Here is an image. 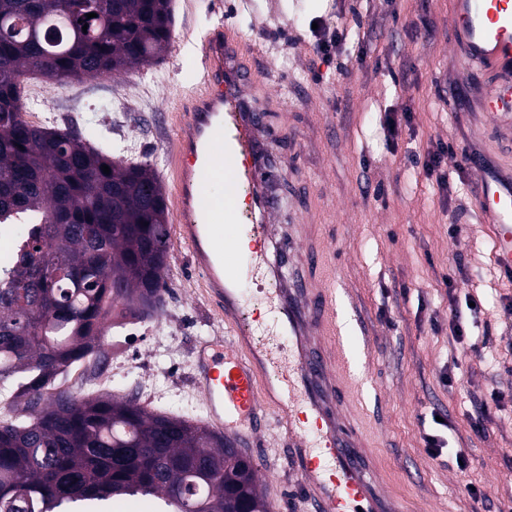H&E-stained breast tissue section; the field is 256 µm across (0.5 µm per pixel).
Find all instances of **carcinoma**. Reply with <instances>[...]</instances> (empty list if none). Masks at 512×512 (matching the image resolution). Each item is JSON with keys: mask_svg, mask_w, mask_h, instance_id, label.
<instances>
[{"mask_svg": "<svg viewBox=\"0 0 512 512\" xmlns=\"http://www.w3.org/2000/svg\"><path fill=\"white\" fill-rule=\"evenodd\" d=\"M171 24L172 0H0V233L25 235L16 215L36 220L20 257L0 258L16 266L0 288V393L16 412L0 421V512H99L138 494L174 512H269L252 457L224 433L57 385L97 353L109 309H159L168 205L154 171L112 159L95 124H28L18 78L61 85L150 66Z\"/></svg>", "mask_w": 512, "mask_h": 512, "instance_id": "cac0c4a2", "label": "carcinoma"}]
</instances>
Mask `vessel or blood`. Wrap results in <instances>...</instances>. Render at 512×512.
I'll list each match as a JSON object with an SVG mask.
<instances>
[{
	"label": "vessel or blood",
	"mask_w": 512,
	"mask_h": 512,
	"mask_svg": "<svg viewBox=\"0 0 512 512\" xmlns=\"http://www.w3.org/2000/svg\"><path fill=\"white\" fill-rule=\"evenodd\" d=\"M449 15L459 61L478 75L489 132L512 154V0H450ZM201 60L202 82L176 119L172 203L176 240L229 331L220 348H196L193 383L205 421L240 448L272 421L288 439V469L309 512H403L373 482L363 435L340 410L335 303L316 274L324 254L311 244L310 225L285 230L271 221L275 194L260 174L272 151L266 114L252 103L266 77L228 26L206 32ZM470 170L494 264L512 274V181L475 162ZM216 183L223 198L211 193ZM258 273L269 279L268 309L288 341L274 351L254 341L239 291Z\"/></svg>",
	"instance_id": "obj_1"
}]
</instances>
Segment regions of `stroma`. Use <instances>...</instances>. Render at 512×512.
Segmentation results:
<instances>
[{
  "mask_svg": "<svg viewBox=\"0 0 512 512\" xmlns=\"http://www.w3.org/2000/svg\"><path fill=\"white\" fill-rule=\"evenodd\" d=\"M171 49L156 65L120 76L44 85L24 97L51 127L95 121L115 157L150 164L173 195L171 124L198 84L196 44L218 23L237 25L269 73V132L277 158L264 170L282 215L316 227L328 251L322 276L337 299L349 357L340 385L368 439L375 476L408 512H512V277L492 258V242L472 207L467 167L476 156L512 168L485 134L469 96L470 76L450 50L448 0H173ZM349 27L331 60L314 27ZM142 94L134 106L118 85ZM410 116L389 138L385 112ZM448 147L447 190L427 178L428 150ZM163 309L148 318L111 311L108 335L83 365L86 378L111 369L114 393L148 410L184 416L201 410L191 382L198 341L223 334L185 247L171 245ZM478 310H471L467 297ZM464 341H456L452 324ZM446 417L448 446L431 456L423 433ZM465 448L460 474L456 448ZM284 438L262 428L249 453L274 512H303L283 466ZM482 486L476 502L464 479Z\"/></svg>",
  "mask_w": 512,
  "mask_h": 512,
  "instance_id": "35a3bbf8",
  "label": "stroma"
}]
</instances>
